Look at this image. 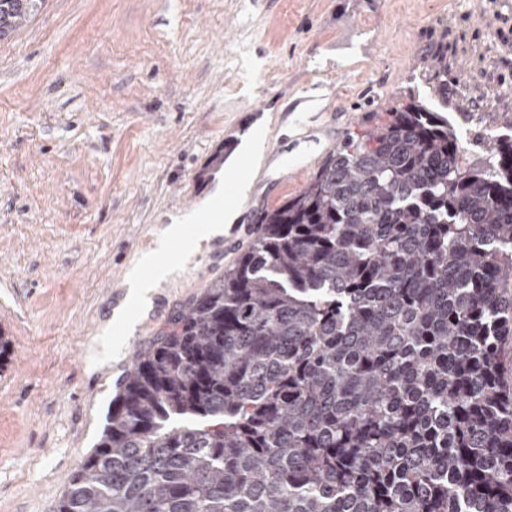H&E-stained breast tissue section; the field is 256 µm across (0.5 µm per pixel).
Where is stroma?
Here are the masks:
<instances>
[{
	"instance_id": "obj_1",
	"label": "stroma",
	"mask_w": 512,
	"mask_h": 512,
	"mask_svg": "<svg viewBox=\"0 0 512 512\" xmlns=\"http://www.w3.org/2000/svg\"><path fill=\"white\" fill-rule=\"evenodd\" d=\"M448 57V100L423 78ZM416 100L465 157L512 134V0H45L0 40V512H52L124 374L347 134ZM266 133L248 170L239 148ZM238 218L167 240L216 188ZM171 263L125 330L144 254Z\"/></svg>"
}]
</instances>
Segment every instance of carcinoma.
<instances>
[{"mask_svg":"<svg viewBox=\"0 0 512 512\" xmlns=\"http://www.w3.org/2000/svg\"><path fill=\"white\" fill-rule=\"evenodd\" d=\"M44 0H0V39ZM448 101V60L429 69ZM137 351L54 512H512V136L349 134Z\"/></svg>","mask_w":512,"mask_h":512,"instance_id":"obj_1","label":"carcinoma"}]
</instances>
